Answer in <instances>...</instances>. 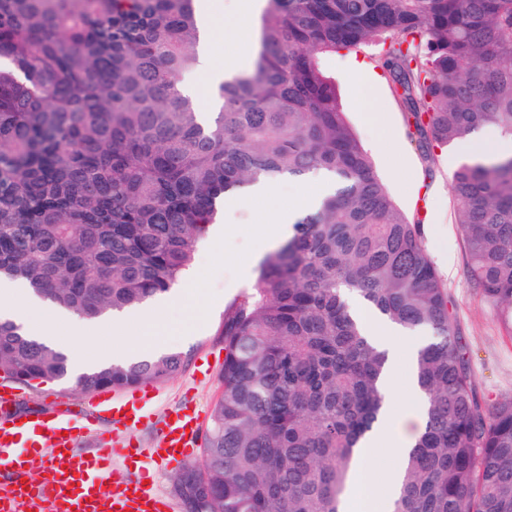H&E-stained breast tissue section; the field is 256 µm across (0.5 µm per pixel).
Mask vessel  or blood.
I'll return each instance as SVG.
<instances>
[{
  "label": "vessel or blood",
  "instance_id": "obj_1",
  "mask_svg": "<svg viewBox=\"0 0 512 512\" xmlns=\"http://www.w3.org/2000/svg\"><path fill=\"white\" fill-rule=\"evenodd\" d=\"M149 391L118 396L89 392L82 403L58 407L33 419L10 417L11 382L0 383V471L13 482L0 486V512H173L172 504L148 483L152 466L194 456L202 444L201 416L184 408L164 419L158 445L146 450L133 437L149 421ZM101 437L100 447L80 450L81 437ZM51 457L40 480L25 475L38 459ZM124 474H116L113 457Z\"/></svg>",
  "mask_w": 512,
  "mask_h": 512
}]
</instances>
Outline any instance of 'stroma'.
<instances>
[{
  "label": "stroma",
  "instance_id": "1",
  "mask_svg": "<svg viewBox=\"0 0 512 512\" xmlns=\"http://www.w3.org/2000/svg\"><path fill=\"white\" fill-rule=\"evenodd\" d=\"M215 18L212 53L216 64L231 56H248L250 45L232 38L237 18L230 10L231 0H208ZM363 62L376 77L367 105L356 100V83L351 60ZM321 64L335 78L337 93L346 118L375 172L390 192L396 205L408 215L422 213L424 246L442 279L456 334L463 348L479 402L512 400V336L502 330L503 314L486 303L468 274L467 256L455 222L452 181L448 159L456 149L447 146L425 158L416 148L405 112L381 66V49L375 45L342 51L323 57ZM317 177L305 180L283 179L274 196L256 199L225 209L222 221L229 231L221 241L205 238L197 245L192 268L171 291L164 306V323L169 351L181 353L184 365L173 378L153 384L155 417L176 411L184 400H193L202 416L210 410L222 391L224 368V310L257 277L245 271L238 257L256 250V225L272 222L279 208L291 204L301 192L320 193ZM58 334L77 340L88 354L107 349L123 356L141 334L139 324L131 323L119 331L75 334L62 323ZM84 396L74 382L46 381L22 389L14 410L20 414L42 411L53 402H78Z\"/></svg>",
  "mask_w": 512,
  "mask_h": 512
}]
</instances>
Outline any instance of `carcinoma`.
<instances>
[{"mask_svg": "<svg viewBox=\"0 0 512 512\" xmlns=\"http://www.w3.org/2000/svg\"><path fill=\"white\" fill-rule=\"evenodd\" d=\"M197 0H0V279L88 318L170 290L225 195L325 174L224 311L223 390L195 473L200 512H341L359 439L384 405L386 354L358 298L426 330L428 400L392 512H512V400L483 406L448 293L379 180L319 58L368 43L426 155L493 128L512 140V0H265L250 70L216 88L205 121L178 85L197 65ZM468 272L512 335V153L453 181ZM169 352L71 378L64 356L0 318V370L25 387L162 382Z\"/></svg>", "mask_w": 512, "mask_h": 512, "instance_id": "obj_1", "label": "carcinoma"}]
</instances>
